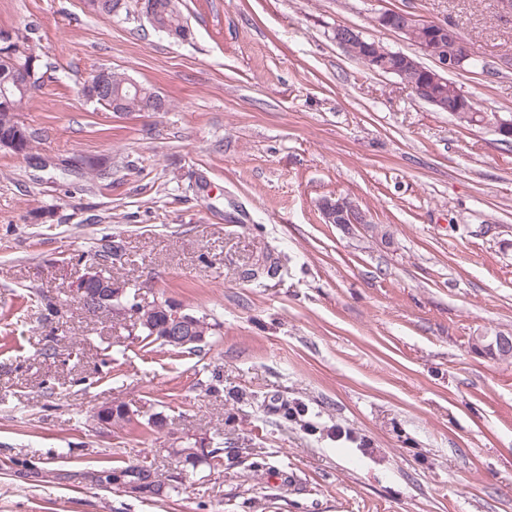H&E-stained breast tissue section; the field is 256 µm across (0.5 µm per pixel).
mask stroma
<instances>
[{"label":"stroma","mask_w":512,"mask_h":512,"mask_svg":"<svg viewBox=\"0 0 512 512\" xmlns=\"http://www.w3.org/2000/svg\"><path fill=\"white\" fill-rule=\"evenodd\" d=\"M182 4L176 41L90 0H0V30L33 27L48 66L20 115L46 167L0 151V512H512V359L474 345L512 335V145L332 38L413 55L377 12L452 21L490 69L449 81L508 117L512 0ZM102 68L165 111L87 100ZM73 155L103 176L60 177ZM336 195L377 233L325 223ZM106 238L119 283L209 314L214 336L172 353L85 313L73 285ZM267 259L276 275L245 278ZM115 400L133 421L96 429ZM173 434L224 452L176 493L90 484L139 459L172 473Z\"/></svg>","instance_id":"obj_1"}]
</instances>
